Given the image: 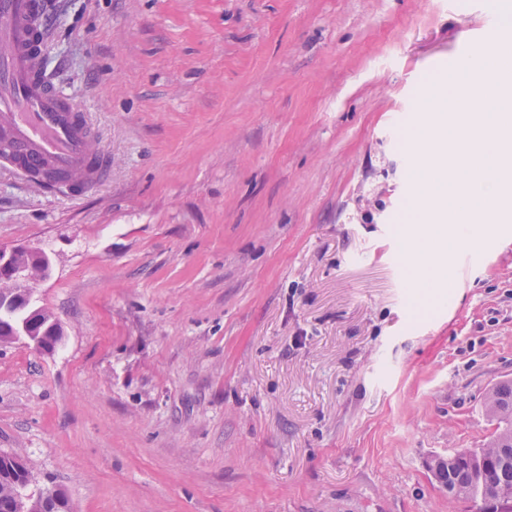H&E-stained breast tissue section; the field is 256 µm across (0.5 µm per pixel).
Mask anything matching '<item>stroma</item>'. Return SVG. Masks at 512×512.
Returning <instances> with one entry per match:
<instances>
[{
	"mask_svg": "<svg viewBox=\"0 0 512 512\" xmlns=\"http://www.w3.org/2000/svg\"><path fill=\"white\" fill-rule=\"evenodd\" d=\"M491 0H47L43 64L111 157L0 159V247L63 338L0 343V451L69 512H474L429 469L512 379V235L415 287L395 127Z\"/></svg>",
	"mask_w": 512,
	"mask_h": 512,
	"instance_id": "obj_1",
	"label": "stroma"
}]
</instances>
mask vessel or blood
<instances>
[{
    "mask_svg": "<svg viewBox=\"0 0 512 512\" xmlns=\"http://www.w3.org/2000/svg\"><path fill=\"white\" fill-rule=\"evenodd\" d=\"M43 14L44 0H0V154L36 181L58 172L97 185L109 157L93 148L86 114L39 68Z\"/></svg>",
    "mask_w": 512,
    "mask_h": 512,
    "instance_id": "vessel-or-blood-1",
    "label": "vessel or blood"
}]
</instances>
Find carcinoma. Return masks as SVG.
<instances>
[{"instance_id":"obj_1","label":"carcinoma","mask_w":512,"mask_h":512,"mask_svg":"<svg viewBox=\"0 0 512 512\" xmlns=\"http://www.w3.org/2000/svg\"><path fill=\"white\" fill-rule=\"evenodd\" d=\"M15 293L21 297L17 305H0V341L19 339L16 335L20 322L29 316L40 319V326L53 328L46 334V342L56 347L62 332L50 314L35 305L26 288L13 287L0 281V295ZM487 411L496 421V431L480 448L448 450V456L435 460L434 476L456 499L474 502L487 499L488 512H512V498L502 501L497 497L500 490L512 491V380L496 384L487 398ZM31 466L18 455L0 453V504L12 506L11 512H66L67 502L63 494L41 492L38 495L22 493L30 482Z\"/></svg>"}]
</instances>
